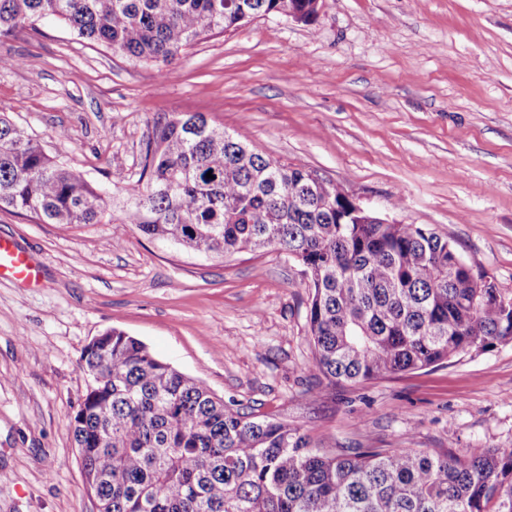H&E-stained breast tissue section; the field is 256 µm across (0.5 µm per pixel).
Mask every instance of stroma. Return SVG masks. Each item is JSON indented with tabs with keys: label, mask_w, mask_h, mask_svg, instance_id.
I'll return each instance as SVG.
<instances>
[{
	"label": "stroma",
	"mask_w": 512,
	"mask_h": 512,
	"mask_svg": "<svg viewBox=\"0 0 512 512\" xmlns=\"http://www.w3.org/2000/svg\"><path fill=\"white\" fill-rule=\"evenodd\" d=\"M0 113L132 198L157 117L200 112L374 215L452 231L512 297V0H320L182 51L167 77L46 19L0 40ZM41 270L0 280V512H96L70 423L83 350L116 327L226 407L332 448L512 447V342L360 384L315 377L308 292L275 249L203 256L134 225L0 211Z\"/></svg>",
	"instance_id": "35a3bbf8"
}]
</instances>
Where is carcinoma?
<instances>
[{
  "label": "carcinoma",
  "instance_id": "obj_1",
  "mask_svg": "<svg viewBox=\"0 0 512 512\" xmlns=\"http://www.w3.org/2000/svg\"><path fill=\"white\" fill-rule=\"evenodd\" d=\"M313 0H0V39L53 18L169 73L188 46ZM212 177H206V174ZM121 220L201 255L276 247L309 291L310 369L331 384L443 365L512 341V298L483 288L451 233L354 214L343 190L199 113L160 117ZM0 210L101 224L103 191L0 115ZM81 360L71 421L97 512H512V448H319L299 427L232 410L113 327Z\"/></svg>",
  "mask_w": 512,
  "mask_h": 512
}]
</instances>
